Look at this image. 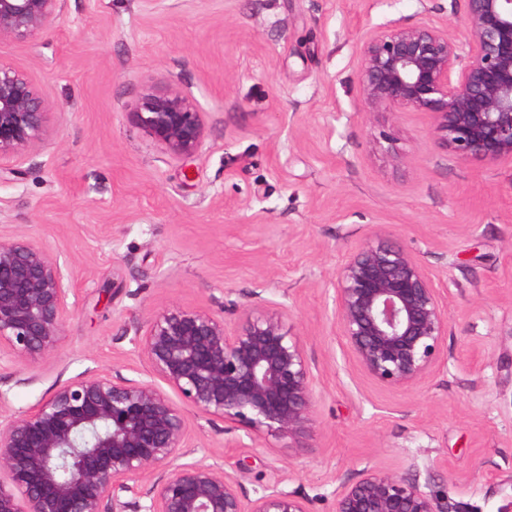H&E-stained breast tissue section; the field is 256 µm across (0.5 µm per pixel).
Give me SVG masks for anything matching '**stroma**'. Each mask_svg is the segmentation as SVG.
Wrapping results in <instances>:
<instances>
[{"mask_svg":"<svg viewBox=\"0 0 512 512\" xmlns=\"http://www.w3.org/2000/svg\"><path fill=\"white\" fill-rule=\"evenodd\" d=\"M465 0H65L0 62L47 102L46 139L0 177V237L22 235L73 284L54 355L0 360V416L107 371L153 374L132 338L158 309L288 307L317 378L302 440L250 439L184 415L190 457L241 467L249 497L273 478L333 512L362 469L432 470L459 512L512 504V164L464 162L423 112L364 114L358 41L429 22L464 36ZM194 98L204 151L170 159L134 122L148 93ZM390 131L393 142L380 139ZM414 252L440 288L448 336L403 388L357 366L336 323L342 256L371 236Z\"/></svg>","mask_w":512,"mask_h":512,"instance_id":"stroma-1","label":"stroma"}]
</instances>
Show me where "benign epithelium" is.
<instances>
[{"mask_svg":"<svg viewBox=\"0 0 512 512\" xmlns=\"http://www.w3.org/2000/svg\"><path fill=\"white\" fill-rule=\"evenodd\" d=\"M469 37L427 23L375 29L360 40L359 83L369 112L429 114L438 142L465 162L512 163V0H465ZM64 0H0V40H25ZM133 118L165 154L187 160L206 141L203 113L177 88L144 96ZM49 112L32 79L0 62V173L44 140ZM72 291L49 252L0 238V356H52ZM336 321L360 369L404 387L438 362L448 335L440 289L410 250L369 238L334 281ZM288 307L244 306L238 321L171 305L137 330L134 346L155 379L95 373L66 382L37 406L0 421V512H310L276 480L250 498L219 459L185 462L182 405L252 437L297 439L315 422L316 381ZM179 400H174L173 396ZM148 485L145 500L125 494ZM335 512H457L432 472L365 468L336 491Z\"/></svg>","mask_w":512,"mask_h":512,"instance_id":"1","label":"benign epithelium"}]
</instances>
